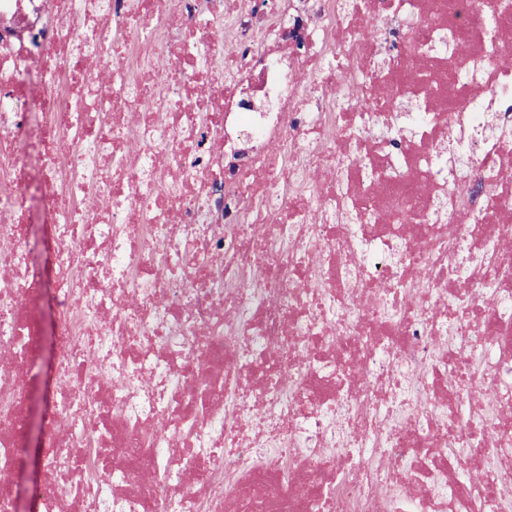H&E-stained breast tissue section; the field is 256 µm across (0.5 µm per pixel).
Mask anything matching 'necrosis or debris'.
<instances>
[{"instance_id": "4bbe7bcc", "label": "necrosis or debris", "mask_w": 512, "mask_h": 512, "mask_svg": "<svg viewBox=\"0 0 512 512\" xmlns=\"http://www.w3.org/2000/svg\"><path fill=\"white\" fill-rule=\"evenodd\" d=\"M506 53L512 0H0V512L32 157L40 512H512ZM29 212V251L28 257L36 264H43L46 260V252L41 240V224L38 223V213L36 203H33ZM41 320L44 332V355L50 358L59 352L55 327L56 317L49 308H45L42 312ZM42 388L37 386L29 395L27 400L28 422L33 421L36 432L33 435L32 447L28 448L29 458L34 459L38 449H43L41 457L55 444L58 427L53 423L50 416L45 413L42 406Z\"/></svg>"}]
</instances>
